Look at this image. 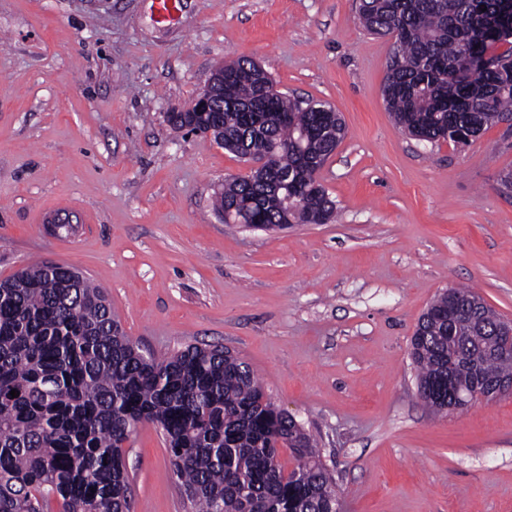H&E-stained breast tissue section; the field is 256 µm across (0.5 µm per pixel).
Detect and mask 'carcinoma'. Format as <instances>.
Instances as JSON below:
<instances>
[{"label": "carcinoma", "mask_w": 512, "mask_h": 512, "mask_svg": "<svg viewBox=\"0 0 512 512\" xmlns=\"http://www.w3.org/2000/svg\"><path fill=\"white\" fill-rule=\"evenodd\" d=\"M358 11L367 31H398L383 95L403 132L461 144L512 118V33L494 38L512 26V0H363ZM251 70L247 58L214 68L225 84L213 119L225 150L272 155L292 183L230 176L216 210L283 229L275 198L287 197L293 223L325 224L336 205L312 175L344 123L322 102L270 93ZM476 298L446 290L411 338L418 395L435 413L448 410L450 380L512 378V359L494 352L499 316ZM143 422L161 429L192 512L336 507L317 442L247 362L222 346L144 355L105 291L67 265L42 260L0 281V512H128L126 448ZM281 448L296 461L289 472Z\"/></svg>", "instance_id": "cac0c4a2"}]
</instances>
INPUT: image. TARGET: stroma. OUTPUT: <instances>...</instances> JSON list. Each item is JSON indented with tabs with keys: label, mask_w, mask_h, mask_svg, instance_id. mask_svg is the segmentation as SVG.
<instances>
[{
	"label": "stroma",
	"mask_w": 512,
	"mask_h": 512,
	"mask_svg": "<svg viewBox=\"0 0 512 512\" xmlns=\"http://www.w3.org/2000/svg\"><path fill=\"white\" fill-rule=\"evenodd\" d=\"M389 52L356 0H180L169 22L156 0H0V279L71 265L143 353L244 359L317 439L342 512H512V395L432 413L409 355L449 288L512 320V131L407 136L382 96ZM240 57L341 114L330 223H224L214 197L244 161L167 122ZM62 212L73 232H52ZM126 461L129 512H188L154 424Z\"/></svg>",
	"instance_id": "35a3bbf8"
}]
</instances>
